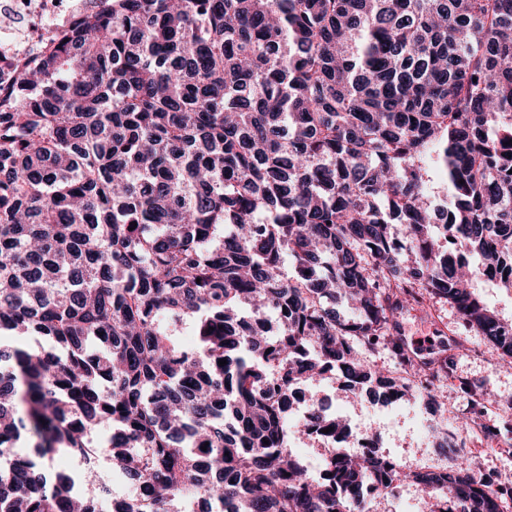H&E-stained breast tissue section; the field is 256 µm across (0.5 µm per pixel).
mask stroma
Listing matches in <instances>:
<instances>
[{
  "instance_id": "1",
  "label": "stroma",
  "mask_w": 512,
  "mask_h": 512,
  "mask_svg": "<svg viewBox=\"0 0 512 512\" xmlns=\"http://www.w3.org/2000/svg\"><path fill=\"white\" fill-rule=\"evenodd\" d=\"M399 332L409 351L426 359L439 352L450 353L452 374L435 381L436 403L426 407L421 396L410 395L385 405L368 393L350 392L338 374H330L318 387L337 413L346 416L352 427L379 432L374 449L377 456L393 462L405 472L394 496L374 500L377 512H431L432 500L422 498L408 473L421 470L426 463L440 460L434 439L421 432L423 422L454 427L457 416L469 408V397L459 387V380L476 389H488L495 403L484 408L483 421L495 427L494 437L476 432L466 435L460 454L470 474L478 481H512V428H502V420L512 421V362L504 361L499 351L477 332L466 331L455 307L446 303L412 305L398 317Z\"/></svg>"
}]
</instances>
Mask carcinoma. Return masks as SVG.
<instances>
[{"label": "carcinoma", "mask_w": 512, "mask_h": 512, "mask_svg": "<svg viewBox=\"0 0 512 512\" xmlns=\"http://www.w3.org/2000/svg\"><path fill=\"white\" fill-rule=\"evenodd\" d=\"M91 2L0 89V512H372L396 465L336 448L311 476L290 393L439 377L361 356L412 366L397 314L427 296L512 359L470 286L512 290V0ZM461 386L466 433L487 393ZM345 429L316 399L295 434ZM439 434L408 474L433 512H508ZM103 458L143 492L112 498ZM372 366L385 374L404 375L392 353L383 347L363 351Z\"/></svg>", "instance_id": "cac0c4a2"}]
</instances>
